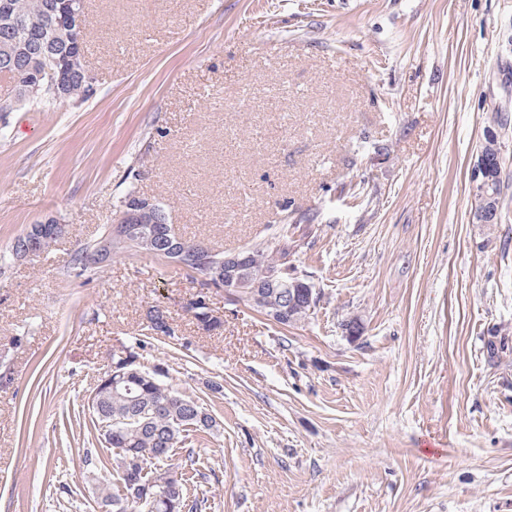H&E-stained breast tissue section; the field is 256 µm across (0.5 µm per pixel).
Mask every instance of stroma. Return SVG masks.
Returning a JSON list of instances; mask_svg holds the SVG:
<instances>
[{
	"instance_id": "1",
	"label": "stroma",
	"mask_w": 512,
	"mask_h": 512,
	"mask_svg": "<svg viewBox=\"0 0 512 512\" xmlns=\"http://www.w3.org/2000/svg\"><path fill=\"white\" fill-rule=\"evenodd\" d=\"M83 38L87 98L0 113V512L118 489L84 455L120 347L215 417L168 460L205 512H512V122L497 223L471 181L486 113L512 119V0H87ZM131 193L218 250L307 217L314 314L213 289L207 332L169 261L77 274ZM47 216L64 235L13 262ZM155 305L178 340L147 335Z\"/></svg>"
}]
</instances>
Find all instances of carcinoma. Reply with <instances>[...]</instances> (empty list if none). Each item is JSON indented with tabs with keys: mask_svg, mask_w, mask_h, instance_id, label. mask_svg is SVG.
<instances>
[{
	"mask_svg": "<svg viewBox=\"0 0 512 512\" xmlns=\"http://www.w3.org/2000/svg\"><path fill=\"white\" fill-rule=\"evenodd\" d=\"M13 14L22 17L28 28L40 31L50 27L51 18L46 11L48 0H8ZM38 46L16 41L0 28V69L13 63L25 65L38 57ZM486 156L491 186L488 194L498 201L502 180L499 178L501 161L500 145L488 139L482 146ZM117 252H148L169 260L168 246L157 243L150 235L115 248ZM246 258L248 277L251 281L264 280L263 274L279 272L285 285L299 288L308 284L307 276L288 272V231L274 233L241 249ZM202 303L192 315L206 331L221 328L222 323L210 321L209 307L203 304L205 295H199ZM131 363L116 369L117 383L112 393L102 403V409L112 419V448H121L128 455L129 463L120 464L122 457L114 458L117 476L123 493L114 494L105 486L99 489L101 496L112 500L111 512H202L203 501L190 499L187 479L180 476L179 489L163 491L157 487L146 490L139 482L147 481L153 469L164 465L177 445L189 435L208 433L216 422L199 403L171 388L160 378L150 381L141 375L139 354L129 351Z\"/></svg>",
	"mask_w": 512,
	"mask_h": 512,
	"instance_id": "1",
	"label": "carcinoma"
}]
</instances>
